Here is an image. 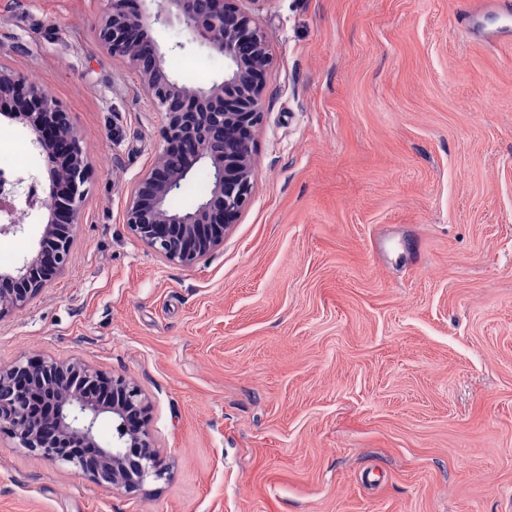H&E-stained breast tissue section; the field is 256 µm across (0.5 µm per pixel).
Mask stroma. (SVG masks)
I'll list each match as a JSON object with an SVG mask.
<instances>
[{
    "mask_svg": "<svg viewBox=\"0 0 512 512\" xmlns=\"http://www.w3.org/2000/svg\"><path fill=\"white\" fill-rule=\"evenodd\" d=\"M249 0L273 65L251 201L193 269L123 222L164 117L96 40L106 0H0V59L92 168L69 265L0 366L136 381L167 469L129 496L0 435V512H504L512 499V0ZM157 38L171 75L224 59ZM48 185L0 114V165ZM46 211L0 235L18 267Z\"/></svg>",
    "mask_w": 512,
    "mask_h": 512,
    "instance_id": "1",
    "label": "stroma"
}]
</instances>
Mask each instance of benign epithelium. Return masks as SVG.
<instances>
[{"instance_id":"1","label":"benign epithelium","mask_w":512,"mask_h":512,"mask_svg":"<svg viewBox=\"0 0 512 512\" xmlns=\"http://www.w3.org/2000/svg\"><path fill=\"white\" fill-rule=\"evenodd\" d=\"M96 28L100 45L135 73L155 110L164 115V146L130 191L123 215L134 237L163 262L195 268L224 242L248 206L254 187L256 130L264 117L269 41L241 0H107ZM177 22L189 40L224 57V80L208 88L172 79L153 37L154 26ZM132 42L146 51L129 55ZM11 101L33 144L58 156L48 168L52 190L36 193L31 178L25 207L16 204L24 178L0 196V235L21 230L22 217L48 211L39 247L13 274L0 273V319L25 309L71 261L91 167L69 110L22 73L0 68V102ZM196 166L207 170L209 194L188 210L168 200ZM149 403L134 381L77 361L43 358L0 367V433L14 447L68 464L128 495L165 468L148 425ZM112 422L101 438L99 427Z\"/></svg>"}]
</instances>
